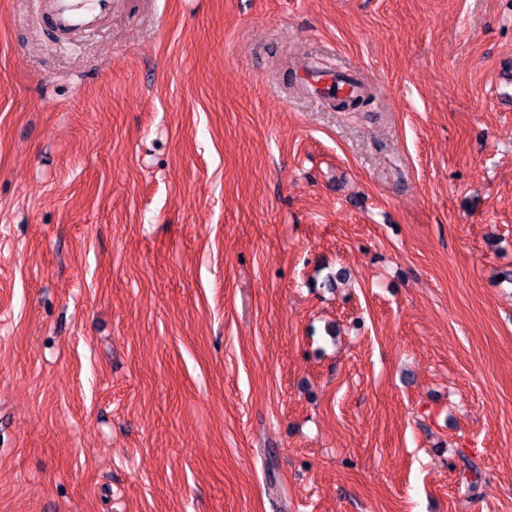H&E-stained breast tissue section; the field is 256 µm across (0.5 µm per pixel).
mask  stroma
I'll return each mask as SVG.
<instances>
[{"label":"stroma","instance_id":"stroma-1","mask_svg":"<svg viewBox=\"0 0 512 512\" xmlns=\"http://www.w3.org/2000/svg\"><path fill=\"white\" fill-rule=\"evenodd\" d=\"M0 512H512V0H0ZM49 23L55 30L91 29L97 18L106 13L110 0H54Z\"/></svg>","mask_w":512,"mask_h":512}]
</instances>
